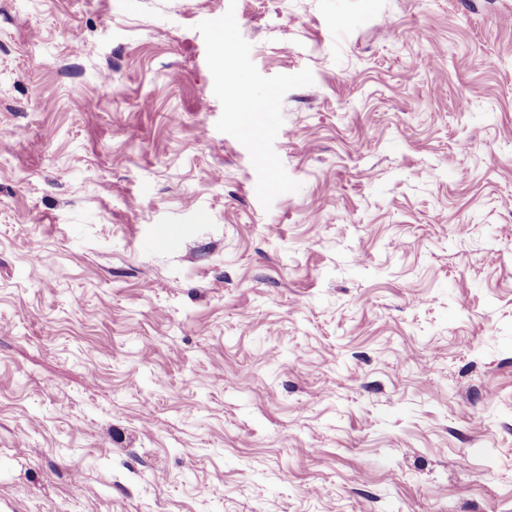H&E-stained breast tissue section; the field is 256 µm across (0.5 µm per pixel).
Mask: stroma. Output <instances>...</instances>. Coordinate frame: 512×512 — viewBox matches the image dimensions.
<instances>
[{
	"label": "stroma",
	"mask_w": 512,
	"mask_h": 512,
	"mask_svg": "<svg viewBox=\"0 0 512 512\" xmlns=\"http://www.w3.org/2000/svg\"><path fill=\"white\" fill-rule=\"evenodd\" d=\"M1 127L0 512H512V0H0ZM246 89L249 90L248 94L245 93ZM230 93L235 103V112L253 113V116H251L248 123L244 125V128L250 129L257 136H259L260 133L263 135L265 121L262 117H259L258 114L273 112V100L270 97L259 99L256 92L244 79H239Z\"/></svg>",
	"instance_id": "35a3bbf8"
}]
</instances>
